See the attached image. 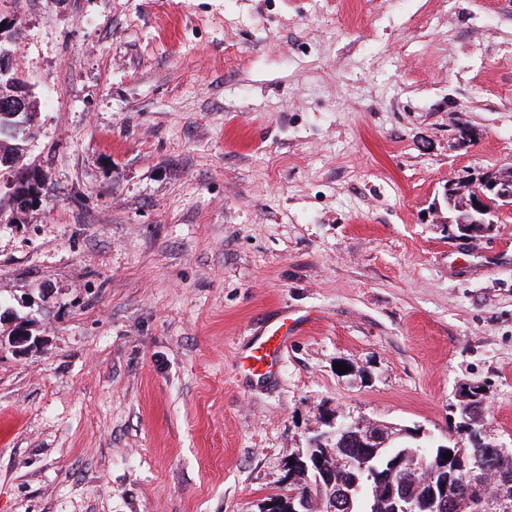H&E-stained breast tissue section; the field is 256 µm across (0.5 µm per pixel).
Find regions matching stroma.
I'll list each match as a JSON object with an SVG mask.
<instances>
[{
	"mask_svg": "<svg viewBox=\"0 0 512 512\" xmlns=\"http://www.w3.org/2000/svg\"><path fill=\"white\" fill-rule=\"evenodd\" d=\"M0 32L46 189L0 215V512H258L322 415L443 442L468 385L512 448V210L439 221L512 166V0H0ZM460 185H467L470 190L463 194L458 188ZM444 200L448 207V218L443 223L448 224V232L459 239L478 240L480 238L468 237L472 232L463 227L481 224L490 228L482 233L484 236L491 232L496 223L494 218L501 211L512 208V181L501 178L500 171L496 170L487 171L475 178L451 179L444 187ZM473 200L477 201L478 206H474ZM454 211L463 215L454 218L451 215Z\"/></svg>",
	"mask_w": 512,
	"mask_h": 512,
	"instance_id": "obj_1",
	"label": "stroma"
}]
</instances>
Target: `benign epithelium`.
I'll list each match as a JSON object with an SVG mask.
<instances>
[{
  "instance_id": "7a95c632",
  "label": "benign epithelium",
  "mask_w": 512,
  "mask_h": 512,
  "mask_svg": "<svg viewBox=\"0 0 512 512\" xmlns=\"http://www.w3.org/2000/svg\"><path fill=\"white\" fill-rule=\"evenodd\" d=\"M40 195L38 188L16 189L12 193L10 206L18 211L29 209L38 203ZM444 200L450 216L444 220L448 224V231L456 238L468 239L470 231L464 229L468 224H481L494 228L495 217L505 210L512 208V181L500 177V172L490 170L475 178L451 179L444 187ZM326 429L314 430V436L310 444L319 446L324 443H332L338 435L353 431L363 432L361 438L362 447L373 448L383 442L388 443L394 439L407 435V429L397 428L380 422L367 423L363 420H343L341 422L330 419L324 422ZM477 449L475 456L481 460L491 457L495 460L503 459L507 449L502 448L483 437L476 439ZM369 459L361 456L356 458H338L335 464L324 466L321 455H316L317 468L314 479L326 491L322 496L323 504L327 512L349 508L352 505L353 496L359 490L358 483L349 486L338 487L333 473L337 469H348L359 473L360 477L373 489L377 497L394 502L395 512H439L443 508L448 496V462L440 460V479H423L430 486L428 493L421 499L406 497L400 490V483L393 478L404 461L394 459L390 470L380 472L368 468ZM477 509L480 512H512V493L508 487L503 486L497 490H491L490 484L480 487V492L475 496Z\"/></svg>"
}]
</instances>
